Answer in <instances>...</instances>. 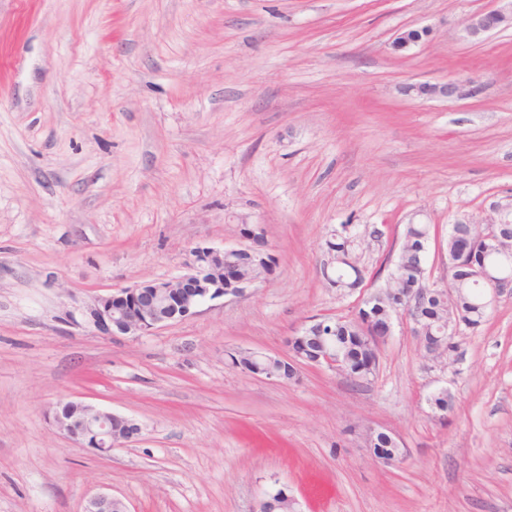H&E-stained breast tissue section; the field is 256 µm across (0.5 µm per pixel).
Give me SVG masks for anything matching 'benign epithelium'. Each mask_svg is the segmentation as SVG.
<instances>
[{
    "mask_svg": "<svg viewBox=\"0 0 512 512\" xmlns=\"http://www.w3.org/2000/svg\"><path fill=\"white\" fill-rule=\"evenodd\" d=\"M497 2L500 3L498 8L467 20L465 31L469 37L478 39L494 30L512 26V0ZM427 35L426 28L404 30L395 37L393 49L396 52L405 51ZM404 92L408 95L451 99L459 94L460 87L455 81L412 84L405 87ZM503 228L502 224L485 225L484 230L477 235L478 250L472 260L466 265L448 260L451 280L442 285L431 282L430 288L441 286L446 291L448 286L460 280V273L466 271V278L487 283L489 297L485 299L484 305H492L505 293L512 295V277L491 275L482 260L486 253L501 247V242L505 239ZM254 255L250 245L222 249L193 247L189 251V268L192 273L177 279L144 282L100 296L89 311L90 321L100 332L112 336L140 335L185 318L193 314L208 297L215 299L226 295L236 296L253 285L254 280L246 277H238L229 284L225 283L224 263ZM425 293L424 288L407 289V295H399L401 305L397 306L394 313V316L407 321L412 334L419 337L429 332L421 314V302ZM330 330L331 320L313 318L298 335L289 337L288 346H293L295 341L305 336H315L322 344ZM253 360L254 374L280 379L274 365L275 362L284 360V357L255 353ZM310 364L338 372L344 371L342 357L326 350L319 353ZM53 421L82 447L93 448L102 454L133 441L141 433L140 426L133 420L83 402L65 403V406L55 410ZM117 503H122V500L105 494L98 495L88 502L84 512H114L113 507Z\"/></svg>",
    "mask_w": 512,
    "mask_h": 512,
    "instance_id": "obj_1",
    "label": "benign epithelium"
}]
</instances>
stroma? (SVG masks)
<instances>
[{"label":"stroma","mask_w":512,"mask_h":512,"mask_svg":"<svg viewBox=\"0 0 512 512\" xmlns=\"http://www.w3.org/2000/svg\"><path fill=\"white\" fill-rule=\"evenodd\" d=\"M493 0H0V512H512V297L430 360L405 324L357 384L283 354L307 320L386 288L407 224L448 281L449 224L512 223V28ZM429 28L403 53L399 30ZM458 81L459 97L403 86ZM260 226L273 276L138 335L97 295L189 271L195 246ZM348 228L362 286L323 276ZM379 228L380 242L369 233ZM448 389L447 421L428 399ZM135 420L101 455L52 423L65 401ZM398 436L385 466L370 431ZM501 5L483 14L469 18L465 31L471 38H481L494 30L512 26V1L496 0Z\"/></svg>","instance_id":"1"}]
</instances>
